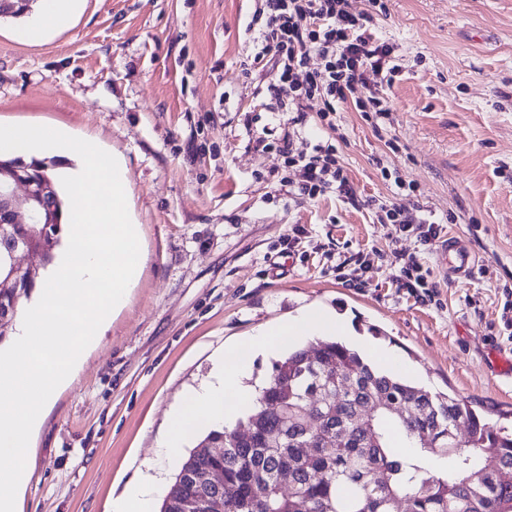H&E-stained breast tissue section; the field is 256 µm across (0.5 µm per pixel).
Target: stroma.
<instances>
[{"mask_svg":"<svg viewBox=\"0 0 512 512\" xmlns=\"http://www.w3.org/2000/svg\"><path fill=\"white\" fill-rule=\"evenodd\" d=\"M257 0H75L66 28L26 35L0 18V125L46 124L121 158L146 262L126 304L56 393L30 438L21 512H106L126 483L164 498L181 466L159 443L183 393L261 326L310 310L343 315L428 389L512 427V0H387L378 35L400 65L374 130L350 105L335 126L311 103L289 131L246 78ZM335 141L362 208L289 199L276 150ZM405 182L397 189L395 179ZM422 207L480 263L446 278L436 249L378 223L367 200ZM300 227L294 254L283 240ZM366 262H352L356 253ZM412 254L431 302L398 287Z\"/></svg>","mask_w":512,"mask_h":512,"instance_id":"obj_1","label":"stroma"}]
</instances>
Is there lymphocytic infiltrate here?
Returning <instances> with one entry per match:
<instances>
[{
    "mask_svg": "<svg viewBox=\"0 0 512 512\" xmlns=\"http://www.w3.org/2000/svg\"><path fill=\"white\" fill-rule=\"evenodd\" d=\"M253 18L258 28L247 76L267 80L266 90L288 123L304 126L312 100H320V120L331 119L344 104H354L366 120L378 122L392 110L389 92L399 66L394 47L374 30L376 15L386 13L384 0H371V9L351 13L347 0H258ZM322 60L309 69L310 55ZM277 150L286 166L299 171L289 182L292 198L325 195L357 205L356 191L331 142L296 151L291 136H283ZM379 223L392 225L396 234L415 237L423 246L439 239V222L401 209H384Z\"/></svg>",
    "mask_w": 512,
    "mask_h": 512,
    "instance_id": "1",
    "label": "lymphocytic infiltrate"
}]
</instances>
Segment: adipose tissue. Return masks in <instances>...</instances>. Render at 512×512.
I'll list each match as a JSON object with an SVG mask.
<instances>
[{"label":"adipose tissue","mask_w":512,"mask_h":512,"mask_svg":"<svg viewBox=\"0 0 512 512\" xmlns=\"http://www.w3.org/2000/svg\"><path fill=\"white\" fill-rule=\"evenodd\" d=\"M335 325V317L314 310L292 321L266 326L243 345L241 354H226L218 358L213 381L187 391L172 413L162 443L166 455H177L190 434L200 428L232 426L245 410L256 403V389L243 383L250 371L252 356L280 352L296 337L319 334Z\"/></svg>","instance_id":"obj_1"}]
</instances>
